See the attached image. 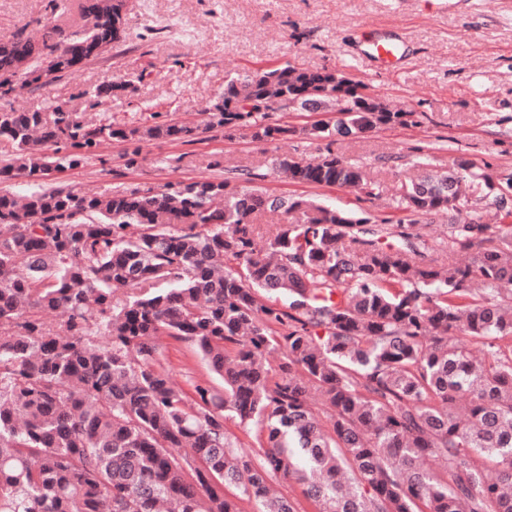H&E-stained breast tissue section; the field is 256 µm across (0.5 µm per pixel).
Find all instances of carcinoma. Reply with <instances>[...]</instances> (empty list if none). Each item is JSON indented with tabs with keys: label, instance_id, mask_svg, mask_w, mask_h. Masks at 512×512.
<instances>
[{
	"label": "carcinoma",
	"instance_id": "1",
	"mask_svg": "<svg viewBox=\"0 0 512 512\" xmlns=\"http://www.w3.org/2000/svg\"><path fill=\"white\" fill-rule=\"evenodd\" d=\"M122 7L87 0L78 30L1 40L0 89L48 87L100 58L124 38ZM338 78L341 118L303 133L415 123L334 70L287 63L228 82L216 126L293 135L268 114L298 94L322 103ZM129 87L121 76L83 96ZM194 136L172 120L88 125L62 105L0 107L15 149L0 181L32 187L0 193V512H298L270 497L278 476L316 512H512V225L492 236L460 210L470 179L511 218L494 176L461 160L400 183L403 210L452 213L446 268L405 227L384 244L366 217L272 197L250 178L85 196L49 183L114 138L134 166L144 141ZM280 167L297 183L381 193L331 151ZM303 207L305 221L267 226L256 251L258 214ZM461 251L474 266L453 262ZM48 310L63 319L45 321ZM161 336L189 343L215 380L179 387Z\"/></svg>",
	"mask_w": 512,
	"mask_h": 512
}]
</instances>
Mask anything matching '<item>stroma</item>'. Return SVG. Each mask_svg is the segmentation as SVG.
Returning a JSON list of instances; mask_svg holds the SVG:
<instances>
[{
    "mask_svg": "<svg viewBox=\"0 0 512 512\" xmlns=\"http://www.w3.org/2000/svg\"><path fill=\"white\" fill-rule=\"evenodd\" d=\"M81 0H0V37L38 21L74 31L83 24ZM396 38L403 58L391 72L358 56L364 28ZM126 38L103 58L79 66L49 88L18 91L9 102L24 112H51L60 104L85 122L140 124L151 115L198 129L195 141H147L137 165L124 145L105 142L82 167L52 173L51 185L78 195L112 194L168 182L254 174L264 191L315 204L367 213L372 224L396 231L413 219L428 242V259L448 262V217H409L392 197L421 167L445 171L459 159L491 174L512 173V0H131ZM292 63L336 69L365 85L381 102L417 112L415 126L376 128L327 142L301 134L336 112L278 111L270 123L297 127L295 135L256 141L217 127L212 105L232 78ZM133 78L132 88L91 104L86 90ZM367 168L384 190L369 203L345 188L285 180L279 159L309 161L326 152ZM172 379L207 378L189 344L158 340Z\"/></svg>",
    "mask_w": 512,
    "mask_h": 512,
    "instance_id": "35a3bbf8",
    "label": "stroma"
}]
</instances>
